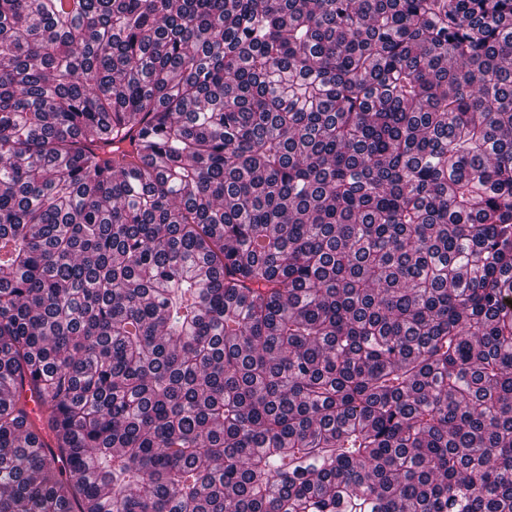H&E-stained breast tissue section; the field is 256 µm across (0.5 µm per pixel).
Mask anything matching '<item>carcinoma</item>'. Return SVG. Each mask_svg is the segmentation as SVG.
Wrapping results in <instances>:
<instances>
[{
	"mask_svg": "<svg viewBox=\"0 0 512 512\" xmlns=\"http://www.w3.org/2000/svg\"><path fill=\"white\" fill-rule=\"evenodd\" d=\"M0 512H512V0H0Z\"/></svg>",
	"mask_w": 512,
	"mask_h": 512,
	"instance_id": "1",
	"label": "carcinoma"
}]
</instances>
